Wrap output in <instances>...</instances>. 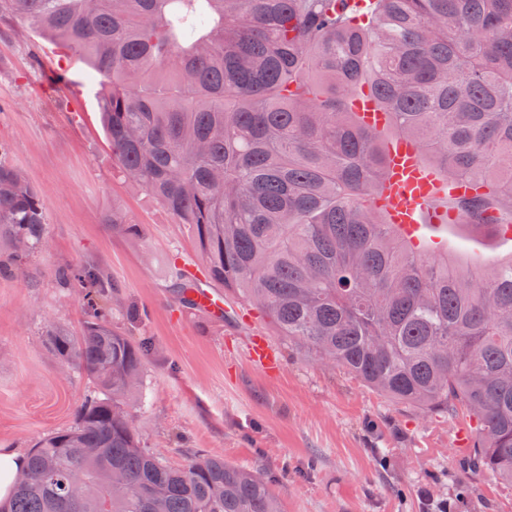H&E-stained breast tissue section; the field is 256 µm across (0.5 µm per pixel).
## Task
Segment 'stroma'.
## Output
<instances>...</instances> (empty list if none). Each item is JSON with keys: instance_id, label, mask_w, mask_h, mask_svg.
<instances>
[{"instance_id": "35a3bbf8", "label": "stroma", "mask_w": 512, "mask_h": 512, "mask_svg": "<svg viewBox=\"0 0 512 512\" xmlns=\"http://www.w3.org/2000/svg\"><path fill=\"white\" fill-rule=\"evenodd\" d=\"M58 69L65 84L49 78ZM98 89L83 61L0 22V143L38 191L49 240L25 276L0 278V446L28 449L74 424L90 385L51 355L47 330L79 334L83 297L56 272L100 267L119 285L107 299L114 326L152 344L132 424L171 463L200 453L259 469L283 512H431L441 501L451 512H512V483L463 464L475 421L394 402L233 301L220 322L178 302L171 260L194 269L202 260L184 225L120 177ZM114 209L140 225L141 241L106 224ZM444 236L449 251L481 259L512 252L511 240L463 225ZM256 336L275 351V371L250 362Z\"/></svg>"}]
</instances>
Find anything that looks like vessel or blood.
Instances as JSON below:
<instances>
[{"instance_id": "obj_1", "label": "vessel or blood", "mask_w": 512, "mask_h": 512, "mask_svg": "<svg viewBox=\"0 0 512 512\" xmlns=\"http://www.w3.org/2000/svg\"><path fill=\"white\" fill-rule=\"evenodd\" d=\"M433 188L431 175L419 162L417 148L405 141L397 143L390 151L388 176L380 201L387 206L392 222L412 244H420L423 239V215H430L436 223L445 218L444 211L429 206ZM194 299L197 310L217 318L223 316L224 302L219 294L199 288L194 292Z\"/></svg>"}]
</instances>
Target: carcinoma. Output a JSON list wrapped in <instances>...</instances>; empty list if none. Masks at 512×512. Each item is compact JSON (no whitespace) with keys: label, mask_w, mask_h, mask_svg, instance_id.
Wrapping results in <instances>:
<instances>
[{"label":"carcinoma","mask_w":512,"mask_h":512,"mask_svg":"<svg viewBox=\"0 0 512 512\" xmlns=\"http://www.w3.org/2000/svg\"><path fill=\"white\" fill-rule=\"evenodd\" d=\"M0 0L99 77L121 176L184 225L208 282L259 310L316 361L430 414L476 421L467 467L512 483V256L473 263L414 248L374 204L383 133L419 144L433 200L488 234L512 225V0ZM112 228L139 225L121 212ZM45 208L0 143V276L45 249ZM84 291L82 333L50 351L96 388L75 423L29 451L0 512H283L259 470L141 446L129 408L151 343L114 329L106 271L62 267ZM200 280L171 268L191 302Z\"/></svg>","instance_id":"carcinoma-1"}]
</instances>
